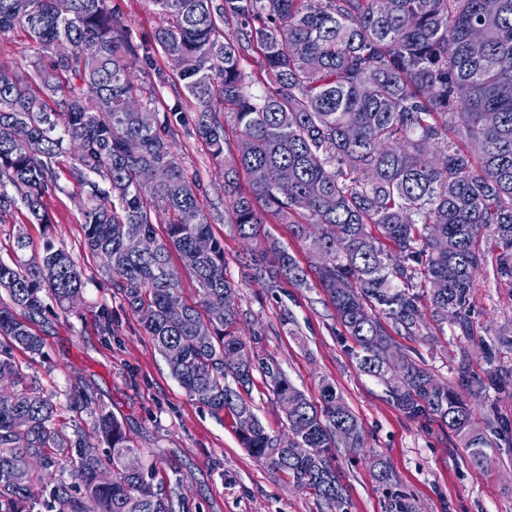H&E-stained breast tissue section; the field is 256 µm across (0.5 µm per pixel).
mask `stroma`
Wrapping results in <instances>:
<instances>
[{"label": "stroma", "instance_id": "35a3bbf8", "mask_svg": "<svg viewBox=\"0 0 512 512\" xmlns=\"http://www.w3.org/2000/svg\"><path fill=\"white\" fill-rule=\"evenodd\" d=\"M134 44L150 40L159 19L148 0H112ZM179 158L196 175L202 208L217 214V237L224 240L227 275L237 281L242 336L261 332L294 385L313 403L321 401L323 381L334 383L365 435L361 448H337L336 467L346 489V512H512V385L496 376L512 375V280L500 278V249L493 230L483 240L481 262L470 292L471 333L436 321L422 301L426 327L419 336L395 335V348L414 358L434 380L455 389L486 427L495 445L484 467H475L448 428L412 420L392 403L385 383L361 372L353 341L346 335L323 288H298L280 281L273 289L241 280L237 259L244 244L225 215L224 165L212 158L191 126L178 128ZM46 204L50 227L29 223L24 212L0 223V258L13 251V237L24 231L32 249L51 236L75 258L86 286L72 311L57 312L45 338V355L28 360V372L58 403L73 387L94 391L124 425L143 459L156 462L161 475L185 499L186 512H320L308 490L258 464L240 445L230 414H214L190 397L171 376L140 317L112 288L100 259L85 248L78 197L58 193ZM112 310V330L104 332L101 308ZM487 388L471 396L462 374ZM510 420L507 428L499 419ZM382 459L390 481L379 482L369 464Z\"/></svg>", "mask_w": 512, "mask_h": 512}]
</instances>
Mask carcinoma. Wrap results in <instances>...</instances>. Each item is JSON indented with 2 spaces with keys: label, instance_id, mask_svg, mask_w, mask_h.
Returning <instances> with one entry per match:
<instances>
[{
  "label": "carcinoma",
  "instance_id": "cac0c4a2",
  "mask_svg": "<svg viewBox=\"0 0 512 512\" xmlns=\"http://www.w3.org/2000/svg\"><path fill=\"white\" fill-rule=\"evenodd\" d=\"M165 24L153 44L177 63L196 104L195 134L224 162V194L238 236L254 245L240 259L261 288L315 278L353 340L360 371L389 384L410 419L438 421L482 466L493 447L458 394L408 356L393 357L392 332L425 328L418 288L434 315L467 334L473 276L494 231L500 277L512 279V0L488 12L483 0H148ZM236 27L234 38L223 27ZM23 31L34 44L33 75L0 65V127L23 126L22 141L0 139V215L27 211L48 225L44 200L65 192L59 160L81 196L84 241L134 311L181 387L213 413H229L242 447L336 512L345 489L336 448L365 447L364 432L335 385L313 403L262 347L239 335L237 296L224 244L200 206V184L175 153L178 110L161 113L169 83L151 64L141 85L132 70L140 46L110 0H0V35ZM151 44V45H153ZM146 45V49H151ZM262 58L264 92L251 90L246 53ZM494 112L498 122H484ZM238 132L224 154L225 122ZM146 167L166 169L152 184ZM256 169L278 180L251 181ZM165 216L157 237L154 221ZM288 225L320 265L305 267L264 230ZM0 259V512H177L157 467L140 456L123 424L86 389L69 409L91 418L106 444L67 432L61 407L26 376L16 353L44 355L48 304L73 307L84 288L64 248L46 240L26 256ZM176 253L199 301L179 293ZM392 320L387 324L385 319ZM285 411L276 432L255 413L256 379Z\"/></svg>",
  "mask_w": 512,
  "mask_h": 512
}]
</instances>
